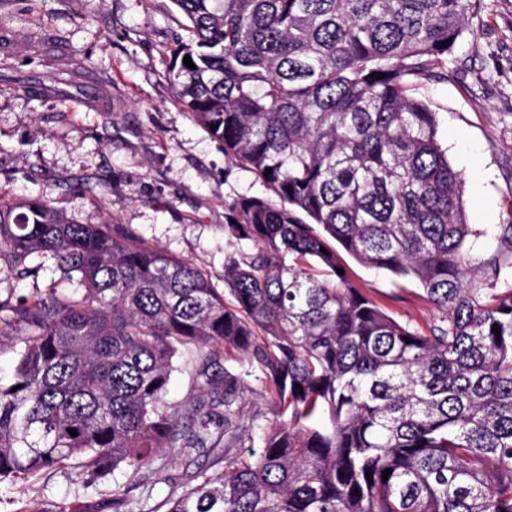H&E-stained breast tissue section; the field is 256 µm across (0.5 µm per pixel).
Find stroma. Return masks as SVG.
Listing matches in <instances>:
<instances>
[{
    "label": "stroma",
    "instance_id": "stroma-1",
    "mask_svg": "<svg viewBox=\"0 0 512 512\" xmlns=\"http://www.w3.org/2000/svg\"><path fill=\"white\" fill-rule=\"evenodd\" d=\"M15 53L45 39L72 59L67 69L47 63L0 77V199L42 197L83 224L130 225L140 240L194 263L222 286L229 256L250 251L224 233L228 206L242 196L272 198L247 168L195 123L176 97L169 63L177 39H189L171 0H0V30ZM112 83V99L76 109L85 81ZM439 120L441 142L464 181L468 223L485 229L480 244L495 248L512 224V0H483L452 49L445 80L418 91ZM340 261L352 283L389 316L431 334L440 314L422 287L358 262ZM59 279L46 259L36 276L0 272L1 296H30ZM150 492L134 489L154 507L187 482L184 460H155ZM128 476L106 478L72 466L17 485H0V512L13 499L30 512H69L111 496Z\"/></svg>",
    "mask_w": 512,
    "mask_h": 512
}]
</instances>
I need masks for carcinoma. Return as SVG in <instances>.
<instances>
[{
  "label": "carcinoma",
  "mask_w": 512,
  "mask_h": 512,
  "mask_svg": "<svg viewBox=\"0 0 512 512\" xmlns=\"http://www.w3.org/2000/svg\"><path fill=\"white\" fill-rule=\"evenodd\" d=\"M172 2L191 34L177 98L275 199L229 206L224 234L252 251L228 258L222 291L120 224L0 202V268L49 258L77 284L0 298V354H15L0 484L74 461L141 484L161 454L222 448L224 471L195 473L165 512H512V224L493 251L465 250L486 230L415 95L445 79L482 0ZM335 242L417 281L442 325L388 316L337 272ZM226 347L244 361L217 373ZM189 349L196 393L170 403ZM254 380L266 408L251 411ZM73 512L133 508L117 488Z\"/></svg>",
  "instance_id": "carcinoma-1"
}]
</instances>
